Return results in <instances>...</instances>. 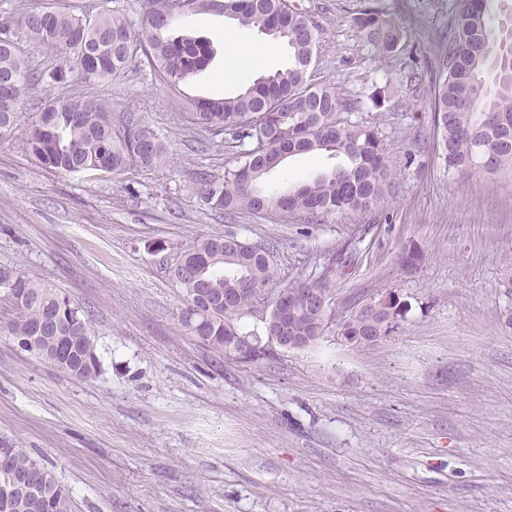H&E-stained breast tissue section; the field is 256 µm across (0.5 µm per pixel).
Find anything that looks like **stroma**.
Here are the masks:
<instances>
[{"label": "stroma", "instance_id": "35a3bbf8", "mask_svg": "<svg viewBox=\"0 0 512 512\" xmlns=\"http://www.w3.org/2000/svg\"><path fill=\"white\" fill-rule=\"evenodd\" d=\"M78 16L122 15L143 0H50ZM318 29L316 75L378 126L399 177L363 213L310 224L275 212L201 206L202 177L232 166L225 136L182 119L190 99L237 95L224 80L223 15L178 19L212 41L209 67L177 87L144 56L112 79L24 88L0 139V268L32 275L92 315L101 372L82 381L22 347L0 300V438L52 470L72 512H512V174L448 176L434 158L430 83L381 108L374 82L433 59L451 0H376L403 32L380 57L356 24L364 0H290ZM94 96L163 136L167 163L121 174L48 171L24 150L52 99ZM273 247L278 291L325 281L339 309L392 290L409 304L398 334L365 349L329 337L243 362L186 336L173 255L203 233ZM417 249L408 268L403 258Z\"/></svg>", "mask_w": 512, "mask_h": 512}]
</instances>
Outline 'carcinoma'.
<instances>
[{"label":"carcinoma","instance_id":"carcinoma-1","mask_svg":"<svg viewBox=\"0 0 512 512\" xmlns=\"http://www.w3.org/2000/svg\"><path fill=\"white\" fill-rule=\"evenodd\" d=\"M493 0H453L448 32L430 74L429 109L433 112L435 159L450 174L480 172L487 175L512 171V27L503 21L490 24ZM143 0V26L132 31L119 16L97 18L73 15L56 6L22 11L0 23V138L17 124L21 92L31 81L64 82L75 73L92 84L121 74L137 52L161 80L171 87L205 71L214 49L210 41L191 35L170 34L173 23L188 14L222 7L224 18L256 29L288 45V64L255 80L245 91L224 98L196 99L184 118L191 126L250 147L240 150L224 178L208 179L200 188L204 206L221 213L278 212L316 222L328 214L367 211L380 203L393 187L395 173L379 129L359 123H340L336 113L350 108L333 84L315 79L318 49L316 27L288 0ZM366 40L381 56L396 51L403 33L375 3L368 2L357 18ZM22 30L46 49L65 55V66L47 74L29 68L17 53L10 34ZM403 91L387 81L373 83L365 94L375 108ZM26 150L44 168L64 175L87 171L118 173L135 164L152 171L166 161L164 141L149 124L127 115L121 127L112 125V106L90 97L57 99L47 104L30 125ZM310 154L336 163L306 181L281 189L268 185L271 173L286 159ZM235 233L208 234L185 249V262L201 278L173 276L183 292L178 320L185 335L204 336L202 344L225 356L236 336H265L264 326L241 324L251 314L252 297L240 295L207 310L199 307L201 288L216 293L235 288H266L274 274V252L256 253L235 243ZM0 288L14 312L12 328L19 339L40 334L50 337L40 347H28L61 371L89 380L101 371L91 329V316L64 295L24 274L0 270ZM314 288L325 299L331 289L321 283L295 281L284 287L301 301V292ZM377 304L376 319L356 311L331 324L353 348V340L383 324L386 336L399 332L408 311L401 296L386 294ZM288 333L313 336L321 328L297 305L283 321ZM9 465L0 469V512H71L69 495L56 483L47 466L26 449L5 438ZM14 474L34 479L33 492L11 491Z\"/></svg>","mask_w":512,"mask_h":512}]
</instances>
